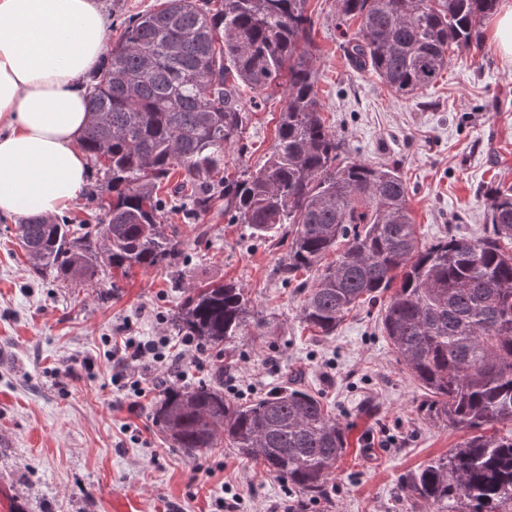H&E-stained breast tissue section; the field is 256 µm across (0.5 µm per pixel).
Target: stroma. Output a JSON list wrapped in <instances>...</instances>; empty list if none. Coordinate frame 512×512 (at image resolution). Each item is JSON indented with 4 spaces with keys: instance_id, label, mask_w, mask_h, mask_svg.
<instances>
[{
    "instance_id": "stroma-1",
    "label": "stroma",
    "mask_w": 512,
    "mask_h": 512,
    "mask_svg": "<svg viewBox=\"0 0 512 512\" xmlns=\"http://www.w3.org/2000/svg\"><path fill=\"white\" fill-rule=\"evenodd\" d=\"M319 97L327 126L342 143L341 162L400 169L412 217L425 244L471 238L486 223L484 192L512 183V63L482 23L479 49L454 54L437 82L415 96L391 92L352 67L336 28L337 0H309ZM274 97L254 112L229 166L256 170L276 142ZM110 193L102 173L61 215L93 222ZM16 216H0V512H434L412 506L404 478L448 455L465 430L423 420L424 391L382 331L379 309L352 311L330 336L300 316L299 272L283 281L286 249L227 223L223 201L190 219L167 209L166 232L182 243L176 263L124 271L102 265L96 285L36 275L16 239ZM231 282L244 288L269 323L263 341L243 336L229 348L224 393L251 399L295 382L319 394L344 427L348 448L327 498L300 497L286 481L233 449L193 455L173 446L155 421L160 395L133 398L112 381L116 336H164L184 383L211 379L207 354L183 358L170 319L184 286Z\"/></svg>"
}]
</instances>
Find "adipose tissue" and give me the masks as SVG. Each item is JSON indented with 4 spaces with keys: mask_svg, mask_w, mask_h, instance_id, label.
Wrapping results in <instances>:
<instances>
[{
    "mask_svg": "<svg viewBox=\"0 0 512 512\" xmlns=\"http://www.w3.org/2000/svg\"><path fill=\"white\" fill-rule=\"evenodd\" d=\"M107 26L99 0H0V214L51 218L85 192L83 77Z\"/></svg>",
    "mask_w": 512,
    "mask_h": 512,
    "instance_id": "obj_1",
    "label": "adipose tissue"
}]
</instances>
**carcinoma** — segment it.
<instances>
[{"label": "carcinoma", "instance_id": "1", "mask_svg": "<svg viewBox=\"0 0 512 512\" xmlns=\"http://www.w3.org/2000/svg\"><path fill=\"white\" fill-rule=\"evenodd\" d=\"M497 2L338 0L336 28L357 69L410 96L448 68L450 47L481 46ZM313 25L308 0H165L128 23L86 82L91 121L81 139L112 192L109 264L148 269L182 254L164 232L158 194L178 166L175 192L187 215L222 198L229 223L287 242L283 279L317 270L300 315L321 335L336 332L355 305L389 293L383 331L424 389L420 413L469 432L448 456L407 476L405 497L436 512H512V434L498 429L512 424V184L485 193L483 234L422 244L398 167L337 163L341 142L316 89ZM278 90L284 105L270 156L254 172L214 181L250 114ZM17 238L42 277L91 282L99 273L98 233L87 226L32 217ZM341 241L343 251L327 260ZM171 323L176 335L223 356L241 336L266 335L232 283L187 288ZM154 416L177 447L204 452L222 438L306 495L325 493L347 448L321 398L296 385L234 402L217 381L170 384Z\"/></svg>", "mask_w": 512, "mask_h": 512}]
</instances>
